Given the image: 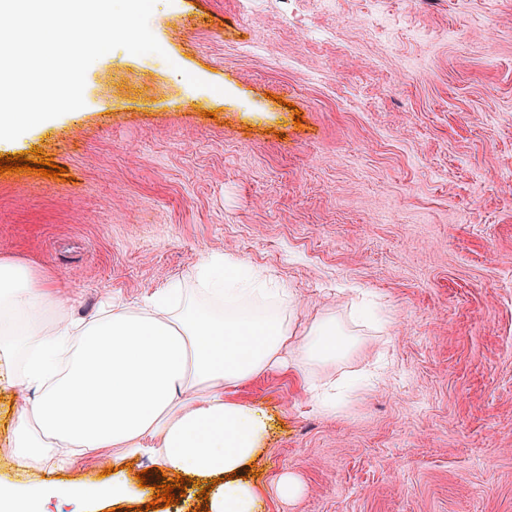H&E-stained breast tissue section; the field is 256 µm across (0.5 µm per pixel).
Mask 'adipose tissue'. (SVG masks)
<instances>
[{
  "mask_svg": "<svg viewBox=\"0 0 512 512\" xmlns=\"http://www.w3.org/2000/svg\"><path fill=\"white\" fill-rule=\"evenodd\" d=\"M197 281L203 306L174 304L167 288L143 310L114 304L90 319L52 322L44 273L0 258V370L17 375L25 398L12 434L17 469L53 474L69 463L63 449L122 448L197 478L209 512H258L260 491L241 472L261 452L269 420L228 389L272 368L335 365L358 340L331 313L297 327L288 289L270 287L234 256L205 258ZM132 493L120 476L94 488L0 485V512H50L53 498L85 512L91 498Z\"/></svg>",
  "mask_w": 512,
  "mask_h": 512,
  "instance_id": "1",
  "label": "adipose tissue"
}]
</instances>
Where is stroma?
I'll return each mask as SVG.
<instances>
[{
    "label": "stroma",
    "mask_w": 512,
    "mask_h": 512,
    "mask_svg": "<svg viewBox=\"0 0 512 512\" xmlns=\"http://www.w3.org/2000/svg\"><path fill=\"white\" fill-rule=\"evenodd\" d=\"M150 28L162 54L110 51L83 107L0 146L69 175L0 174V257L84 317L177 280L201 299L192 273L217 253L287 284L302 324L374 298L384 328H358L359 355L231 389L270 418L244 470L260 512H512V0H157ZM377 360L343 408L314 409L306 380ZM13 393L0 482L25 484ZM107 467L148 485L92 512H139L166 482L121 448L62 480Z\"/></svg>",
    "instance_id": "1"
}]
</instances>
